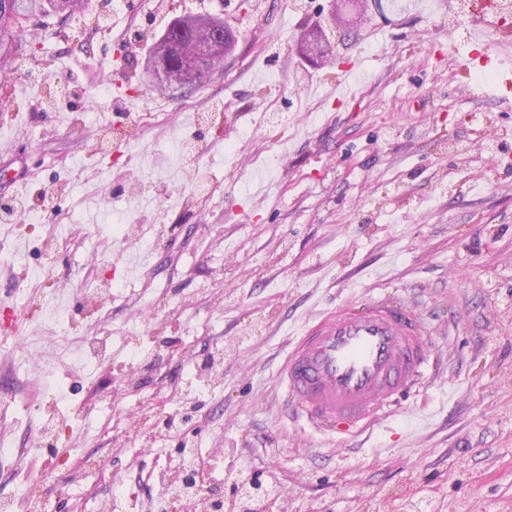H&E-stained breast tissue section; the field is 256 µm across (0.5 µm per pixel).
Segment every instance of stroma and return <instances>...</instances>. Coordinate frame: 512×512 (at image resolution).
Segmentation results:
<instances>
[{
	"label": "stroma",
	"mask_w": 512,
	"mask_h": 512,
	"mask_svg": "<svg viewBox=\"0 0 512 512\" xmlns=\"http://www.w3.org/2000/svg\"><path fill=\"white\" fill-rule=\"evenodd\" d=\"M332 4L92 0L103 26L71 20L35 30L39 51L17 46L0 80V201L26 188L38 223H0V311L22 329L44 319L38 279L65 330L82 333L95 304L113 332L102 362L0 370L14 447L37 446L49 417L91 412L60 431L42 481L15 477L27 454L0 460V497L167 512L157 476L186 443L222 486L276 479L288 512H512V104L473 96L466 70L477 43L512 70V39L477 34L442 0H383L358 34L327 28L334 61L318 65L296 43ZM206 11L234 29L233 55L204 89L158 96L150 48L175 16ZM351 66L358 96L322 98ZM45 80L79 93L48 98ZM156 104L164 123L130 125ZM190 129L200 154L170 157ZM115 224L141 242H108ZM47 232L73 241L50 267ZM378 291L440 327L431 383L354 440L314 432L277 387L288 346ZM219 349L216 386L199 384Z\"/></svg>",
	"instance_id": "stroma-1"
}]
</instances>
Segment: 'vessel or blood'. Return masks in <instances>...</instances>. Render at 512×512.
I'll list each match as a JSON object with an SVG mask.
<instances>
[{
    "instance_id": "vessel-or-blood-1",
    "label": "vessel or blood",
    "mask_w": 512,
    "mask_h": 512,
    "mask_svg": "<svg viewBox=\"0 0 512 512\" xmlns=\"http://www.w3.org/2000/svg\"><path fill=\"white\" fill-rule=\"evenodd\" d=\"M469 23L504 33L483 5ZM434 334L427 314L382 292L360 308L327 313L289 348L281 370L278 386L290 399L291 417L340 436L383 425L427 387Z\"/></svg>"
}]
</instances>
